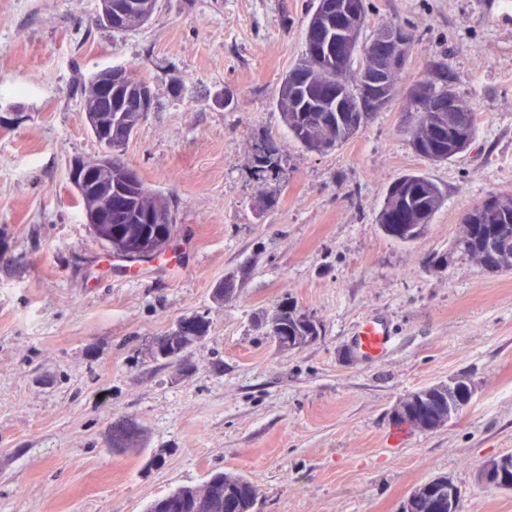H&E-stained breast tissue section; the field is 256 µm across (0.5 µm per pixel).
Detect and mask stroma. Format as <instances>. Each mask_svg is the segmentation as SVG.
<instances>
[{
	"label": "stroma",
	"mask_w": 512,
	"mask_h": 512,
	"mask_svg": "<svg viewBox=\"0 0 512 512\" xmlns=\"http://www.w3.org/2000/svg\"><path fill=\"white\" fill-rule=\"evenodd\" d=\"M368 7L363 40L404 26L408 73L447 74L474 109L469 150L418 157L402 98L333 151L292 141L273 99L304 51L311 0H157L124 34L99 24L98 0H0V512H145L219 470L248 475L256 512H401L440 476L458 486V512H512V491L476 482L512 454V272L454 248L468 209L512 192V7ZM114 65L153 95L124 159L172 202L171 271L108 258L69 180L74 159L104 151L82 88ZM262 138L283 150L264 185L251 169ZM413 170L446 200L404 244L376 219ZM231 273L238 293L216 305ZM285 300L321 328L292 351L263 325ZM194 313L207 339L180 366L155 361L153 338ZM366 318L392 336L382 358L356 346ZM463 371L477 392L458 419L392 424L400 400ZM122 420L141 428L140 453L110 452Z\"/></svg>",
	"instance_id": "1"
}]
</instances>
